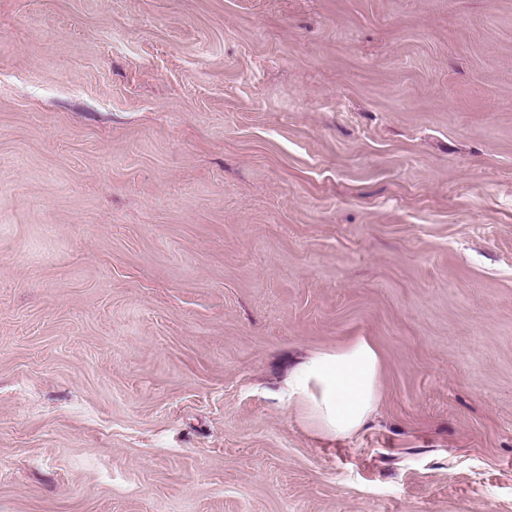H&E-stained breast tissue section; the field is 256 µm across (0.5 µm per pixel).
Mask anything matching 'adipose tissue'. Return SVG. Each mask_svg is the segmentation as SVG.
<instances>
[{
	"mask_svg": "<svg viewBox=\"0 0 512 512\" xmlns=\"http://www.w3.org/2000/svg\"><path fill=\"white\" fill-rule=\"evenodd\" d=\"M381 360L363 336L312 353L288 374V402L314 431L350 437L373 418L381 402Z\"/></svg>",
	"mask_w": 512,
	"mask_h": 512,
	"instance_id": "adipose-tissue-1",
	"label": "adipose tissue"
}]
</instances>
